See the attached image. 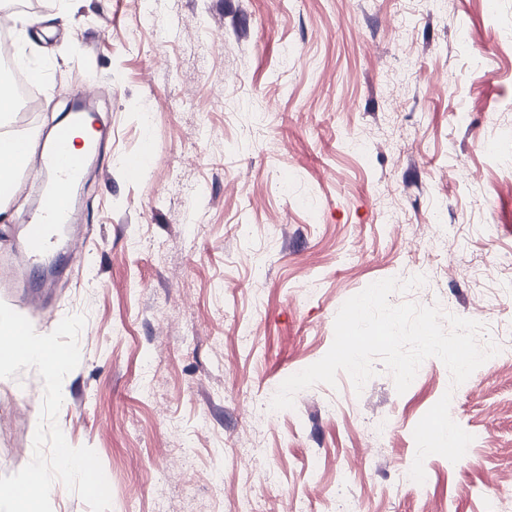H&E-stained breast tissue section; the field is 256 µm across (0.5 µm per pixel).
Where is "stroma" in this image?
<instances>
[{"label":"stroma","mask_w":512,"mask_h":512,"mask_svg":"<svg viewBox=\"0 0 512 512\" xmlns=\"http://www.w3.org/2000/svg\"><path fill=\"white\" fill-rule=\"evenodd\" d=\"M38 4L10 16L40 80L13 131L43 146L86 92L109 133L51 294L0 301L40 334L85 316L57 422L111 512H486L493 491L512 512L507 360L455 388L432 357L401 394L377 360L362 390L341 371L270 409L382 279L427 274L392 303L512 335L487 276L512 275V0ZM40 193L22 171L0 200L7 247ZM447 392L474 440L416 490L413 430ZM43 395L36 370L0 378V475L32 460Z\"/></svg>","instance_id":"obj_1"}]
</instances>
